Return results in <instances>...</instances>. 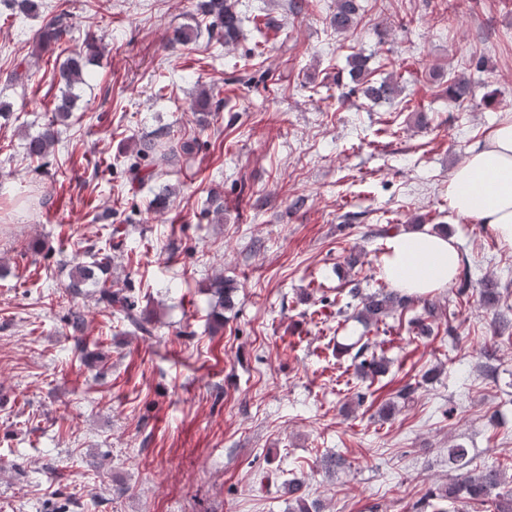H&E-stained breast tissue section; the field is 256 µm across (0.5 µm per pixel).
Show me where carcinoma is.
Returning a JSON list of instances; mask_svg holds the SVG:
<instances>
[{
  "label": "carcinoma",
  "instance_id": "obj_1",
  "mask_svg": "<svg viewBox=\"0 0 512 512\" xmlns=\"http://www.w3.org/2000/svg\"><path fill=\"white\" fill-rule=\"evenodd\" d=\"M4 5L12 11V15L27 18L37 14L42 0H3ZM197 9L211 35L219 41L226 43L233 41L239 31L241 19L231 0H198ZM358 0H336V12L331 16L329 25L334 31L343 33L352 28L358 21ZM70 32L68 13L61 11L40 33L39 43L42 45L57 43ZM101 53L97 38L87 33L83 48L72 53L62 63L60 72L65 81V90L62 92L60 102L54 109V116L44 127L43 131L35 136L26 137L24 144L25 155L32 161L44 160L58 142V131L55 126L71 117L73 97L71 89L77 84L86 82V66L94 61ZM350 74L361 85L363 95L374 102H393L403 93V87L392 77L381 81L365 80L366 59L353 56L348 61ZM448 95L466 101L473 97V89L468 79L464 77H451L446 88ZM192 147L186 142L174 140L170 132L159 127L139 140L136 146V156L128 159L125 173L130 183L144 185L153 182L158 185L159 193L150 201V205L160 206L165 203L168 185L165 178L176 168H182L187 162V156ZM109 265V256L102 258L87 266L77 264L74 266L68 288L79 295L81 288L91 283L98 293L97 301L104 307L120 312L136 329L149 332L146 324L134 312V304L128 296L120 290L107 286V280L95 276V271H104ZM214 298L213 312L218 317L223 316L221 310L231 304L229 293L225 292L224 281L217 280L209 288ZM348 301L336 309V315L341 316L348 309H354L355 318L366 324H378L386 317L396 312H404L414 302V299L401 293L397 289L379 288L372 292H364L360 286L350 288L346 294ZM436 317L434 306L423 302L422 313L410 320L411 332L419 339H427L433 335L432 319ZM374 345L366 340L359 344L352 356L356 368L367 374L379 375L385 372L386 363L382 357L373 353ZM471 462L469 450L458 444L448 449V468L455 472L448 485L431 492V496L438 499H453L461 503L491 502L496 512H512V493L507 489L503 472L496 466H486L478 473L468 470ZM289 496L290 512H321L314 501L308 500V494L303 490V484L290 481L285 484Z\"/></svg>",
  "mask_w": 512,
  "mask_h": 512
}]
</instances>
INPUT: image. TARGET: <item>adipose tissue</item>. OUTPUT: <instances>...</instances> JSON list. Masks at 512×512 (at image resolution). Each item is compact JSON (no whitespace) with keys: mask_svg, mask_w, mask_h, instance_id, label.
I'll return each instance as SVG.
<instances>
[{"mask_svg":"<svg viewBox=\"0 0 512 512\" xmlns=\"http://www.w3.org/2000/svg\"><path fill=\"white\" fill-rule=\"evenodd\" d=\"M448 206L459 217L489 226L512 246V114H505L483 147L470 151L450 173ZM382 273L410 296L440 292L457 275L459 253L450 238L413 231L386 242Z\"/></svg>","mask_w":512,"mask_h":512,"instance_id":"ef3b65f1","label":"adipose tissue"}]
</instances>
